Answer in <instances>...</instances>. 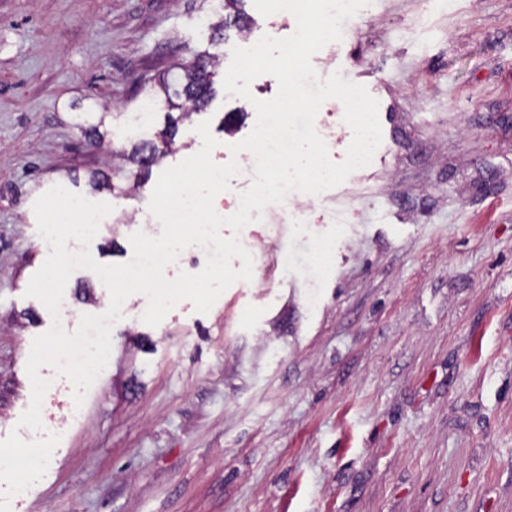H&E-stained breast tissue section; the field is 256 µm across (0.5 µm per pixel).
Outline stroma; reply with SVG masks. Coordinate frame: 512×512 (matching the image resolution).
Returning a JSON list of instances; mask_svg holds the SVG:
<instances>
[{
    "instance_id": "stroma-1",
    "label": "stroma",
    "mask_w": 512,
    "mask_h": 512,
    "mask_svg": "<svg viewBox=\"0 0 512 512\" xmlns=\"http://www.w3.org/2000/svg\"><path fill=\"white\" fill-rule=\"evenodd\" d=\"M223 0H0V441L31 402L26 363L52 317L26 297L47 258L35 200L54 186L113 205L90 244L132 259L164 168L254 121L275 96L218 89L179 127L178 149L135 192L91 191L105 166L74 125L108 109L112 144L140 123L142 78L209 51L223 81L232 50L276 36L253 0L249 31L212 25ZM312 57L379 102L373 165L326 190L309 221L246 225L261 276L208 313L179 302L158 326L127 299L112 355L76 405L67 379L43 398L58 435L43 478L0 512H512V0H372ZM85 314L109 294L91 271L66 285Z\"/></svg>"
}]
</instances>
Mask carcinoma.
Masks as SVG:
<instances>
[{
    "instance_id": "carcinoma-1",
    "label": "carcinoma",
    "mask_w": 512,
    "mask_h": 512,
    "mask_svg": "<svg viewBox=\"0 0 512 512\" xmlns=\"http://www.w3.org/2000/svg\"><path fill=\"white\" fill-rule=\"evenodd\" d=\"M241 0H225V8L231 10L219 24L218 30H223L227 21L236 18L237 29H246V17L235 6ZM217 56L209 52L198 53L189 63H177L174 68L177 72L172 77L162 76L157 85L160 92H154V88L148 89L150 100L155 104L166 105L168 109L167 123L149 140H142L132 145L131 149H115L112 158L123 166L133 164L136 171L133 172L134 181L126 185L116 184L105 172L96 169L89 171L88 184L96 190H109L117 195H127L136 190L139 184L148 180L152 166L173 152L176 144L179 123L190 118L198 108L206 105L215 95L214 71ZM179 111L178 116H173L172 111ZM108 112H80L75 116L74 126L96 148H110L112 139L110 130L106 125Z\"/></svg>"
}]
</instances>
